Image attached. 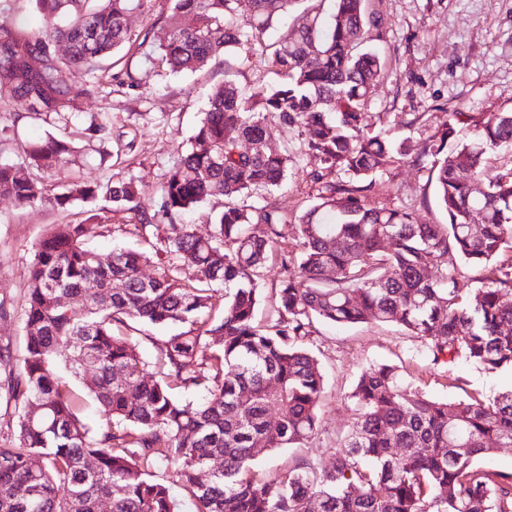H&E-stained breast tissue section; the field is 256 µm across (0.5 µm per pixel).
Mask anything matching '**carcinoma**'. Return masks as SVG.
I'll return each mask as SVG.
<instances>
[{
	"instance_id": "1",
	"label": "carcinoma",
	"mask_w": 512,
	"mask_h": 512,
	"mask_svg": "<svg viewBox=\"0 0 512 512\" xmlns=\"http://www.w3.org/2000/svg\"><path fill=\"white\" fill-rule=\"evenodd\" d=\"M147 0H0V100L19 105L33 122L66 127L89 93L70 80L96 78L129 42L126 17ZM168 40L148 54L173 72L196 70L257 39L300 0H252L238 24V0H172ZM32 15H54L48 29H30ZM371 17L365 0H334L326 21L305 10L291 41L271 64L283 76L245 98L233 83L217 87L180 165L159 187V211L175 219L210 197L224 212L206 237L190 224H170L154 278L141 277L149 258L116 248L102 263L86 246L84 227L65 224L38 243L24 296L26 344L7 389L17 408L15 443L0 447V512H175L155 469H176L193 512H512V472L489 473L475 461L512 446V392L488 400H432L411 390L396 367L364 370L354 387L356 414L330 470L309 464L271 480L256 477L257 457L299 447L318 425L324 386L318 360L304 346L312 323L390 322L422 338L433 356L465 359L494 372L512 370V166L489 157L512 153V109L483 121L450 112L438 131L414 148L375 130L366 112L383 65L364 47ZM36 57L40 66L25 65ZM298 127L324 169L344 176L319 189V203L295 225L298 252L284 263L277 318L255 323L265 259L286 218L249 199L278 186L292 157L265 148L268 122ZM90 139L112 135L106 113L90 115ZM31 177L0 163V195L21 206L65 209L103 199L139 217L134 182L61 183L78 148L47 135L24 149ZM433 157L445 224H420L412 213L370 204L377 173L405 157ZM482 190H472L474 183ZM477 216L480 222L471 223ZM464 266H489L492 277L469 287ZM123 287L115 288L113 284ZM233 289L224 297L215 286ZM70 294L81 301L62 306ZM129 319L153 327L154 368L130 373L135 344L115 333ZM93 369L89 391L104 416L93 432L78 414L61 374ZM41 411L30 415V405ZM41 466L30 468L32 458ZM221 458L206 485L200 471ZM94 468L88 469L87 464Z\"/></svg>"
}]
</instances>
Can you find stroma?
Instances as JSON below:
<instances>
[{
    "label": "stroma",
    "instance_id": "35a3bbf8",
    "mask_svg": "<svg viewBox=\"0 0 512 512\" xmlns=\"http://www.w3.org/2000/svg\"><path fill=\"white\" fill-rule=\"evenodd\" d=\"M378 20L371 29V47L384 58V74L373 87L368 110L379 128L418 143L433 136L446 113L459 111L484 119L512 109V0H366ZM170 0H148L127 20L130 50L120 51L94 93L84 99L81 113L68 127L80 152L69 177L88 183L110 175L134 181L142 190L141 204L153 214L146 234L131 229L133 213L104 212L99 203L76 202L66 209L49 205L22 207L0 196V348L20 357L26 332L22 316L28 267L42 237L54 226L84 224L87 246L101 255L124 247L147 256L169 233V219L158 212V186L187 153L210 94L225 79H234L244 93L276 83L268 63L273 46L293 35L291 21L273 22L260 42L219 56L196 71L171 72L151 67L144 52L166 41L164 23ZM21 109L0 102V162L22 164L28 141L43 137L45 125L21 118ZM105 112L112 138H84L89 114ZM270 143L290 153L293 162L282 184L256 197L287 219L267 254L260 281L258 323L276 316V293L282 265L295 251L298 217L317 202L320 160L303 147L298 128L272 125ZM372 205L412 211L419 222H444L435 195L432 170L409 162L387 165L368 193ZM305 345L316 356L324 375L317 406L318 428L302 447L261 454L254 468L268 479L309 462L332 468L336 447L349 430L354 414L351 392L361 372L378 364L399 367L413 388L435 400L492 397L512 390V372H485L458 360L433 361L420 338L387 323L332 325L314 322Z\"/></svg>",
    "mask_w": 512,
    "mask_h": 512
}]
</instances>
